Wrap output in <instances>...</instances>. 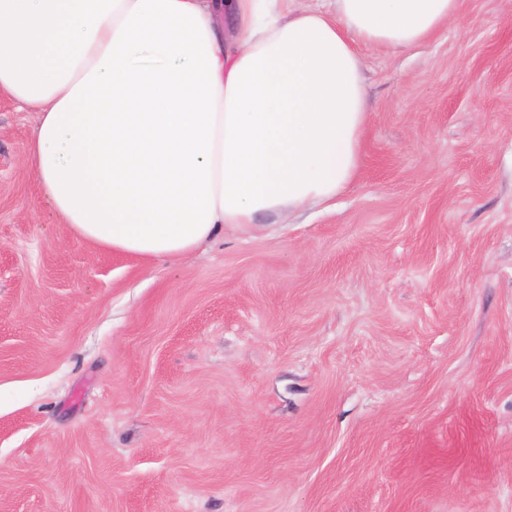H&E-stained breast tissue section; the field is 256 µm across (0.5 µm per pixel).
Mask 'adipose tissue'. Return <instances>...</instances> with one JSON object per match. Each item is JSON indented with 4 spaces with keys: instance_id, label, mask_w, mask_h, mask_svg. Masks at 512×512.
Here are the masks:
<instances>
[{
    "instance_id": "ef3b65f1",
    "label": "adipose tissue",
    "mask_w": 512,
    "mask_h": 512,
    "mask_svg": "<svg viewBox=\"0 0 512 512\" xmlns=\"http://www.w3.org/2000/svg\"><path fill=\"white\" fill-rule=\"evenodd\" d=\"M0 0V92L72 233L174 261L355 179L359 51L417 47L459 0Z\"/></svg>"
}]
</instances>
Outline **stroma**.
<instances>
[{"label":"stroma","instance_id":"obj_1","mask_svg":"<svg viewBox=\"0 0 512 512\" xmlns=\"http://www.w3.org/2000/svg\"><path fill=\"white\" fill-rule=\"evenodd\" d=\"M362 66L350 187L174 262L74 237L0 93V512H512V0Z\"/></svg>","mask_w":512,"mask_h":512}]
</instances>
